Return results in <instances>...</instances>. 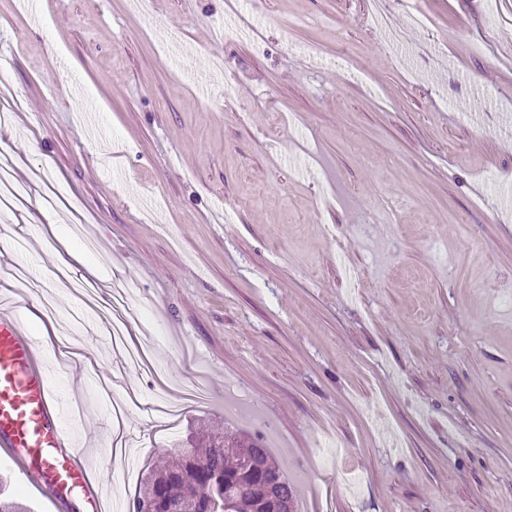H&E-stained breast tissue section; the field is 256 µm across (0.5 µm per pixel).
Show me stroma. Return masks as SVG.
<instances>
[{
  "label": "stroma",
  "instance_id": "1",
  "mask_svg": "<svg viewBox=\"0 0 512 512\" xmlns=\"http://www.w3.org/2000/svg\"><path fill=\"white\" fill-rule=\"evenodd\" d=\"M384 8L386 32L373 0H0V153L42 185L0 225L109 260L60 288L26 236L41 296H10L117 499L112 412L143 468L257 439L296 512H512V0ZM164 377L207 396L172 427ZM0 483L57 512L6 448Z\"/></svg>",
  "mask_w": 512,
  "mask_h": 512
}]
</instances>
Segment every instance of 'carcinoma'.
Instances as JSON below:
<instances>
[{"label":"carcinoma","instance_id":"carcinoma-1","mask_svg":"<svg viewBox=\"0 0 512 512\" xmlns=\"http://www.w3.org/2000/svg\"><path fill=\"white\" fill-rule=\"evenodd\" d=\"M238 446L239 436L214 434L171 449L176 461L141 477L128 512H143L149 497L154 512H173L188 497L195 501L196 512H211L214 500L223 494L232 512H256L254 476L265 471L276 473L288 497L294 498L288 478L265 449L255 443L245 451Z\"/></svg>","mask_w":512,"mask_h":512}]
</instances>
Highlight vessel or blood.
Returning a JSON list of instances; mask_svg holds the SVG:
<instances>
[{
	"label": "vessel or blood",
	"instance_id": "b4317fda",
	"mask_svg": "<svg viewBox=\"0 0 512 512\" xmlns=\"http://www.w3.org/2000/svg\"><path fill=\"white\" fill-rule=\"evenodd\" d=\"M0 447L19 453L22 477L59 512L77 498L89 512H101L85 454L69 442L50 377L38 365L27 313L6 300L0 302Z\"/></svg>",
	"mask_w": 512,
	"mask_h": 512
}]
</instances>
